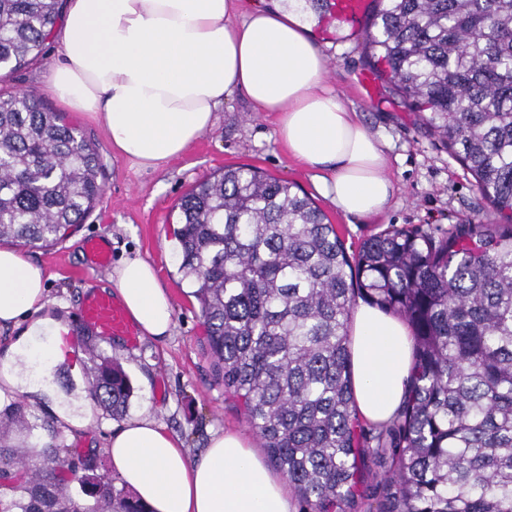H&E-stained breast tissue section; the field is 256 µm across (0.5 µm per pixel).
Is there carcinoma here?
I'll return each mask as SVG.
<instances>
[{
	"label": "carcinoma",
	"instance_id": "obj_1",
	"mask_svg": "<svg viewBox=\"0 0 512 512\" xmlns=\"http://www.w3.org/2000/svg\"><path fill=\"white\" fill-rule=\"evenodd\" d=\"M366 52L505 220L446 235L391 226L353 252L296 185L226 166L179 202L178 272L200 304L216 376L297 490L303 512H353L366 458L380 512H512V0H372ZM63 0H0V70L43 55ZM95 145L35 91L0 94V244L50 248L102 192ZM412 338L409 396L374 427L358 416L349 321L358 301ZM91 396L114 417L129 379L87 337ZM33 435L40 463L0 444L7 512H146L103 484L81 503L54 422L12 400L0 425Z\"/></svg>",
	"mask_w": 512,
	"mask_h": 512
}]
</instances>
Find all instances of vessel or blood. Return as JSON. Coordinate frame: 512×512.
<instances>
[{
	"instance_id": "b4317fda",
	"label": "vessel or blood",
	"mask_w": 512,
	"mask_h": 512,
	"mask_svg": "<svg viewBox=\"0 0 512 512\" xmlns=\"http://www.w3.org/2000/svg\"><path fill=\"white\" fill-rule=\"evenodd\" d=\"M369 5L370 0H330L329 17L354 31L366 19ZM84 250L88 269H99L112 261V251L102 239H87ZM84 330L107 341L115 337L131 344L137 341L135 326L129 321L124 309L107 292L88 294L78 308L77 324L63 327L53 335L56 350L69 362L78 360L76 350L80 345V333Z\"/></svg>"
}]
</instances>
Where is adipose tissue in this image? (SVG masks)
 I'll return each mask as SVG.
<instances>
[{
  "label": "adipose tissue",
  "mask_w": 512,
  "mask_h": 512,
  "mask_svg": "<svg viewBox=\"0 0 512 512\" xmlns=\"http://www.w3.org/2000/svg\"><path fill=\"white\" fill-rule=\"evenodd\" d=\"M59 58L46 87L104 128L115 157L156 170L210 130L225 101L244 94L278 115L276 135L313 172L317 192L344 216L383 212L395 192L368 127L326 85L305 0H69L56 33ZM130 319L161 341L174 324L170 295L152 264L124 259L107 276ZM47 275L11 245L0 246V329L16 331L0 353V388L25 391L24 368L50 358L36 345L52 322ZM359 415L390 422L402 407L413 339L399 317L358 304L350 319ZM112 469L150 512H292L287 482L241 434H212L198 459L149 415L113 431Z\"/></svg>",
  "instance_id": "ef3b65f1"
}]
</instances>
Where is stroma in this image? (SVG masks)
Wrapping results in <instances>:
<instances>
[{
  "instance_id": "stroma-1",
  "label": "stroma",
  "mask_w": 512,
  "mask_h": 512,
  "mask_svg": "<svg viewBox=\"0 0 512 512\" xmlns=\"http://www.w3.org/2000/svg\"><path fill=\"white\" fill-rule=\"evenodd\" d=\"M312 34L328 62L327 84L378 135L388 158L387 174L396 186L389 207L381 214L354 220L344 217L317 196L310 170L288 156L276 133V115L257 112L243 95L225 102L215 126L180 158L157 170H140L116 158L102 127L82 112L65 109L47 93L44 73L57 55L55 41H47L42 58L1 82L0 91L34 90L47 107L60 113L96 146L105 168L103 192L93 211L62 243L44 250L26 248L49 274L48 311L70 322L91 286L106 282L107 270L87 269L85 238L100 237L112 247L113 262L139 256L151 262L173 303L175 325L170 337L156 341L140 335L137 345L124 340L99 341L130 378L133 393L124 418L109 416L92 406L88 425L64 426L70 447L84 452L104 449L112 429L123 419L149 413L178 436L191 458H198L210 432L230 430L250 435L236 399L218 381L206 344L198 301L187 293L170 250L177 222L174 209L198 181L228 165H250L298 185L338 229L349 249H356L370 234L389 225H423L447 232L468 221L496 222L497 216L482 199L474 178L431 133L418 113L403 102L394 84L376 79L372 93L357 82L369 69L364 52L366 31L337 39L324 38L321 28Z\"/></svg>"
}]
</instances>
